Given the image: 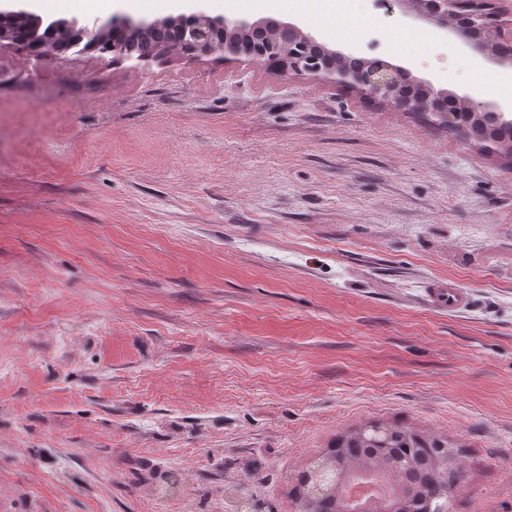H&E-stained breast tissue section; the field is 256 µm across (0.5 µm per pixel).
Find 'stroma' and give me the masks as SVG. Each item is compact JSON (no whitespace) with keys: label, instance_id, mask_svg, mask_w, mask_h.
Instances as JSON below:
<instances>
[{"label":"stroma","instance_id":"obj_1","mask_svg":"<svg viewBox=\"0 0 512 512\" xmlns=\"http://www.w3.org/2000/svg\"><path fill=\"white\" fill-rule=\"evenodd\" d=\"M40 2L291 22L458 96L490 68L375 0L348 36L281 0ZM372 420L460 445L450 512H512V161L244 58L1 46L0 512H295ZM428 305L441 311H459L470 302L467 290L450 281H430L426 286Z\"/></svg>","mask_w":512,"mask_h":512}]
</instances>
